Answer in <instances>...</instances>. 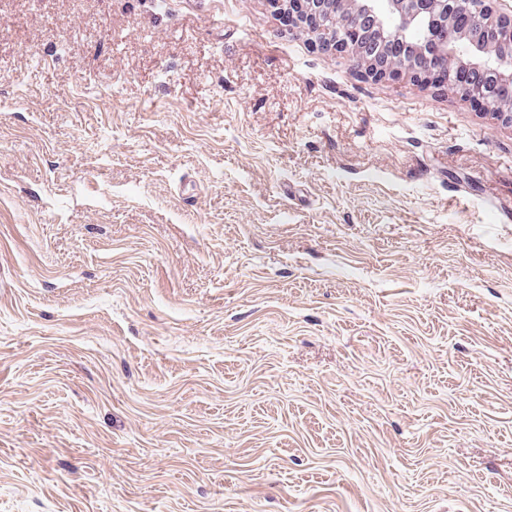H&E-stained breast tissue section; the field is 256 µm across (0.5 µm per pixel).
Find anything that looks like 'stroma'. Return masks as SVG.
Returning <instances> with one entry per match:
<instances>
[{
    "label": "stroma",
    "instance_id": "obj_1",
    "mask_svg": "<svg viewBox=\"0 0 512 512\" xmlns=\"http://www.w3.org/2000/svg\"><path fill=\"white\" fill-rule=\"evenodd\" d=\"M272 0H0V512H512V127Z\"/></svg>",
    "mask_w": 512,
    "mask_h": 512
}]
</instances>
